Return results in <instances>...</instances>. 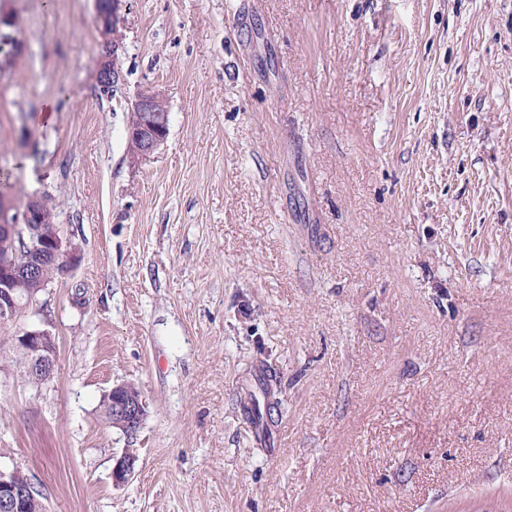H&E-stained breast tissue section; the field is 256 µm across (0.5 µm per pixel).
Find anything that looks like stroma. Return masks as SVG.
<instances>
[{
    "label": "stroma",
    "instance_id": "35a3bbf8",
    "mask_svg": "<svg viewBox=\"0 0 512 512\" xmlns=\"http://www.w3.org/2000/svg\"><path fill=\"white\" fill-rule=\"evenodd\" d=\"M1 14L0 169L79 255L40 296L53 378L0 348V448L48 512H512V0H122L116 99L93 0ZM128 106L127 154L132 164H139L166 140L169 113L160 92L138 94ZM104 403L112 415V426L121 430L127 437L136 436L148 408L140 391L131 384L116 385L105 396ZM137 455L132 448H126L115 461L112 469V480L115 485H123L128 482L134 473Z\"/></svg>",
    "mask_w": 512,
    "mask_h": 512
}]
</instances>
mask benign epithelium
<instances>
[{
    "mask_svg": "<svg viewBox=\"0 0 512 512\" xmlns=\"http://www.w3.org/2000/svg\"><path fill=\"white\" fill-rule=\"evenodd\" d=\"M122 0H94L95 20L102 41L109 51L97 61L94 80L102 93H118L124 85L121 53L123 34L119 30V7ZM130 120L127 125L128 156L133 164L149 158L166 140L169 115L166 101L159 92L142 93L129 102ZM48 195H32L19 209L5 204L0 210V233L27 253V262L17 268L12 253L0 255V320L14 322L38 303L39 294L50 280L42 275L47 259L62 262L60 273L70 271L76 261L75 249L64 244L60 227L43 220ZM25 281L36 284L23 288ZM13 350L18 364L24 367L30 382L43 384L55 371V336L41 324L24 326L14 336ZM105 408L112 415V426L126 436L137 435L147 415L148 405L140 391L131 384L112 387L105 396ZM137 455L126 448L115 461L112 480L116 485L128 482L134 473ZM18 466L0 467V512H23L27 509V494L16 481Z\"/></svg>",
    "mask_w": 512,
    "mask_h": 512,
    "instance_id": "7a95c632",
    "label": "benign epithelium"
}]
</instances>
